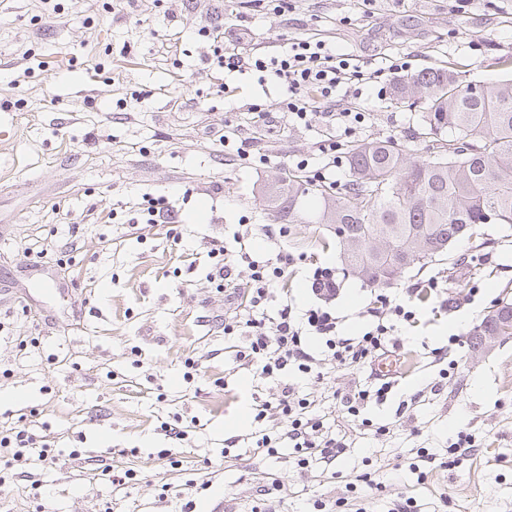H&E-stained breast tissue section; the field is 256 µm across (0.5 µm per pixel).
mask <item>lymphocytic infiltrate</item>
Instances as JSON below:
<instances>
[{"label":"lymphocytic infiltrate","instance_id":"obj_1","mask_svg":"<svg viewBox=\"0 0 512 512\" xmlns=\"http://www.w3.org/2000/svg\"><path fill=\"white\" fill-rule=\"evenodd\" d=\"M205 35L210 41L209 63L217 72L268 74L283 89L285 110L294 123L337 128L347 135L355 134L364 123V113L340 107L336 94L351 92L354 84L369 83L370 78L325 41L292 38L269 58L226 39L222 28L206 30ZM246 239L241 232L235 238V248L212 245L206 280L226 292L233 306L225 313L222 328L225 335L242 340L237 360L247 367L259 365L261 378L277 383L274 401L257 400L254 419L284 425L283 437L293 449L299 469L313 463L333 464L346 454L347 445L327 427L315 402L300 396L290 374L319 377L324 369L338 364H365L376 352L387 351L397 322H414L415 314L380 294L363 312L367 331L357 337L340 335V318L334 307L340 291L335 268L312 267L313 300L299 311L287 289L280 286L297 263L294 254L281 246L256 259ZM35 425L32 415L23 412L15 426L1 430L0 459H9L21 469L55 465L53 439L50 434L36 433Z\"/></svg>","mask_w":512,"mask_h":512}]
</instances>
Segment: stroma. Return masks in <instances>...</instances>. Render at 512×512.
<instances>
[{
    "mask_svg": "<svg viewBox=\"0 0 512 512\" xmlns=\"http://www.w3.org/2000/svg\"><path fill=\"white\" fill-rule=\"evenodd\" d=\"M214 25L269 54L309 33L352 55L372 80L342 102L366 120L355 137L336 132L340 150L352 139L407 144L416 114L390 103V63L408 74L443 64L464 83L484 84L502 79L500 60L512 58V0H288L279 9L267 0H0V283L9 287L0 293V426L35 407L64 458L35 470L40 499L19 495L30 479H8L0 512H172L173 502L158 500L161 489L175 494L190 481L201 486L196 512L219 501L226 512H252L270 473L282 486L277 512H311L317 500L328 512H395L409 499L423 512H512V339L489 349L448 344L499 299L512 300V224L479 226L448 259L412 266L386 288L418 322L395 334L398 375L384 403L353 416L334 401L373 387L367 365L303 380L301 394L345 438L344 460L305 472L240 443L256 426L255 399H271L276 386L233 360L219 327L229 305L205 282L207 244L232 245L249 224L254 253H266L260 227L272 217L263 186L303 158L316 173L324 158L320 129L292 125L277 86L209 68L200 31ZM252 108L273 115L256 126L255 142L224 141ZM263 154L270 164L260 163ZM146 193L174 206L180 243L161 225L131 227L124 204ZM112 210L114 223H104ZM314 230L292 224L282 238L304 258L285 286L307 302L309 263L335 268L340 332L356 335L377 290L348 273L336 244L322 245ZM35 241L43 252L29 250ZM67 242L70 302L35 273L55 266ZM189 250L197 260L186 259ZM438 274L447 278L445 297H407ZM47 318L54 327L39 349L20 353L17 338ZM191 358L200 367L188 382ZM173 415L202 424L177 470L160 455L174 446L159 429ZM461 431L474 437L476 455L423 477L410 470L417 449L439 451ZM110 448L116 464L136 472L120 491L80 477ZM74 449L82 457L68 461ZM366 472L381 488L359 498L348 484Z\"/></svg>",
    "mask_w": 512,
    "mask_h": 512,
    "instance_id": "stroma-1",
    "label": "stroma"
}]
</instances>
